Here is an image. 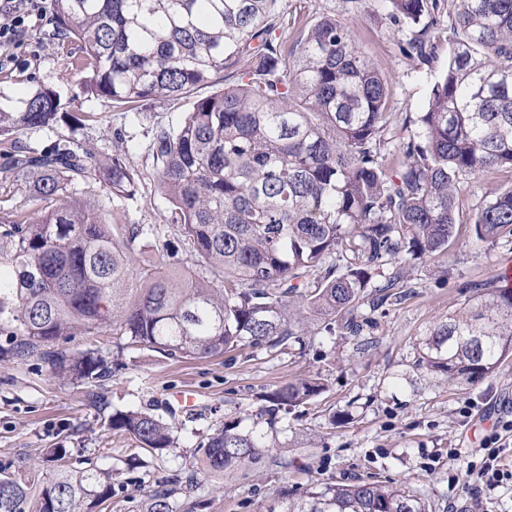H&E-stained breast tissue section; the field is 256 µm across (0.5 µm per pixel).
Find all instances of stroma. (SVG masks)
Segmentation results:
<instances>
[{
  "instance_id": "35a3bbf8",
  "label": "stroma",
  "mask_w": 512,
  "mask_h": 512,
  "mask_svg": "<svg viewBox=\"0 0 512 512\" xmlns=\"http://www.w3.org/2000/svg\"><path fill=\"white\" fill-rule=\"evenodd\" d=\"M346 22L367 57L390 76V124L382 155L396 165V148L439 74L448 65L447 27L453 0H440L439 39L431 64L401 50L410 31L389 23L378 0H279L273 22L284 41L321 16ZM55 24L34 34L25 60L0 71V109L20 108L36 88L52 90L68 114H93L85 144L97 158L129 154L143 173L134 195L116 196L99 185L74 184L71 200L106 224H161L168 202L157 186L149 154L156 126H178L187 98H157L130 111L79 94L82 56L62 41ZM512 187V171L461 176L459 209L447 250L420 258L401 254L374 271L355 314L359 336H330L307 322L284 349L249 346L200 359H172L103 331L79 336L69 351L94 349L117 362L109 380L75 385L34 359L0 361V466L43 479L47 449L60 448L68 464L90 462L111 470L114 494L106 512H143L144 495L158 484L172 488L176 512H285L287 499L327 482L380 480L405 484L431 512H512V480L494 492L477 490L470 466L480 437L496 420H512V356L498 371L460 391L420 364L425 336L461 312L474 287H496V270L512 260V235L476 240L473 222L483 203ZM395 281L393 295L373 306L377 286ZM304 378L324 391L307 404L269 415L267 393ZM189 389L196 410L169 404ZM471 417L460 414L464 402ZM138 410L173 429L162 454L135 448L106 421L115 411ZM264 434L267 446L253 463L205 472L201 447L224 425Z\"/></svg>"
}]
</instances>
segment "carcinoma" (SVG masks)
<instances>
[{"instance_id":"cac0c4a2","label":"carcinoma","mask_w":512,"mask_h":512,"mask_svg":"<svg viewBox=\"0 0 512 512\" xmlns=\"http://www.w3.org/2000/svg\"><path fill=\"white\" fill-rule=\"evenodd\" d=\"M278 0H51L57 29L82 44L83 90L135 109L181 99L246 57L233 86L200 98L176 128L150 143L164 224H104L67 187L99 184L125 196L142 173L122 153L98 159L73 138L40 150L19 132L52 126L58 104L38 88L20 112L0 111V180L31 176L56 207L34 219L0 204V360L39 358L71 379L94 381L112 366L93 349H59L103 330L173 358L277 348L298 335L288 298L325 321L354 310L371 272L403 252L448 249L462 174L512 169V0H455L448 66L414 120L415 133L383 164L389 79L342 22L323 17L291 47L268 23ZM386 17L413 29L403 51L433 61L439 0H382ZM512 232V188L478 211L477 240ZM184 255L132 284L136 244L165 236ZM348 251L346 266L328 262ZM420 365L459 389L491 376L512 354V289L480 288L468 310L436 325ZM318 379L268 395L277 408L305 403ZM135 447H172L169 426L137 411L109 422ZM264 447L226 426L204 448L215 475ZM48 482L0 470V512H94L112 499V471L70 467L49 452ZM145 512H173L170 490L148 494ZM286 512H430L407 487L357 480L327 484Z\"/></svg>"}]
</instances>
